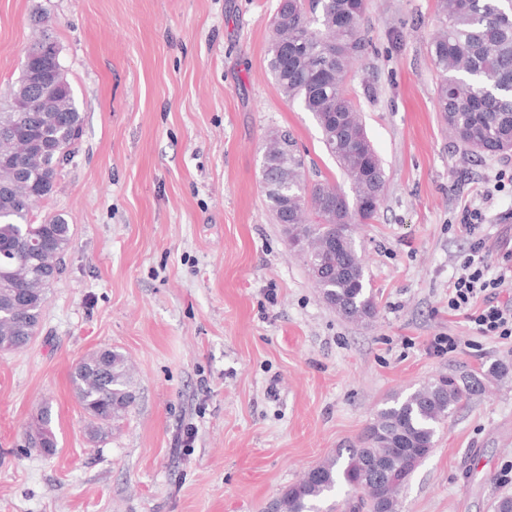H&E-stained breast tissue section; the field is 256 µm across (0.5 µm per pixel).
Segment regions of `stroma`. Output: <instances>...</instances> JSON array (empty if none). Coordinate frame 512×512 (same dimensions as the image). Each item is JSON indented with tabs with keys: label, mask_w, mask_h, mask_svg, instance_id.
<instances>
[{
	"label": "stroma",
	"mask_w": 512,
	"mask_h": 512,
	"mask_svg": "<svg viewBox=\"0 0 512 512\" xmlns=\"http://www.w3.org/2000/svg\"><path fill=\"white\" fill-rule=\"evenodd\" d=\"M277 0H0V100L45 17L83 116L73 160L32 217L73 240L25 348L0 353V512H268L337 449L354 448L393 393L512 364V337L448 314L468 254L464 209L493 267L512 251V154L449 138L428 44L437 0H368L349 94L382 160L385 199L354 238L375 316L331 308L275 223L261 181L270 131L341 182L310 113L279 93L267 49ZM462 337L437 356L434 337ZM123 352L128 415L92 441L70 372ZM456 408L400 494V512H492L512 469V373ZM52 411L57 449L23 447ZM197 434L178 447L184 426Z\"/></svg>",
	"instance_id": "1"
}]
</instances>
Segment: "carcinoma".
I'll use <instances>...</instances> for the list:
<instances>
[{"mask_svg":"<svg viewBox=\"0 0 512 512\" xmlns=\"http://www.w3.org/2000/svg\"><path fill=\"white\" fill-rule=\"evenodd\" d=\"M440 28L429 43L438 73L437 98L444 123L465 150L482 155L512 152V0H438ZM366 0H279L268 48V67L282 95L313 115L328 154L348 181L310 182L305 158L290 132L288 149L270 137L263 162L285 178L288 202L266 194L276 223L302 241V257L324 300L344 305L352 319L375 315L365 288L362 258L351 224L375 221L382 201L370 203L386 178L361 116L349 96L352 59L366 48ZM83 117L65 73L36 95L21 75L0 103V352L26 346L38 329L50 285L61 274L72 243L61 214L40 223L33 202L54 191L59 168L75 152ZM70 383L102 442L112 422L136 399L125 355L101 349L75 366ZM474 376L445 384L436 379L404 399L392 397L369 426L363 445L348 448L310 469L275 500L272 512H320V503L343 491L349 512H399L405 482L380 487L367 481L371 463H399L394 447L421 455L434 446L439 426L462 402L483 389ZM51 410L32 429L53 455L57 441Z\"/></svg>","mask_w":512,"mask_h":512,"instance_id":"1","label":"carcinoma"}]
</instances>
